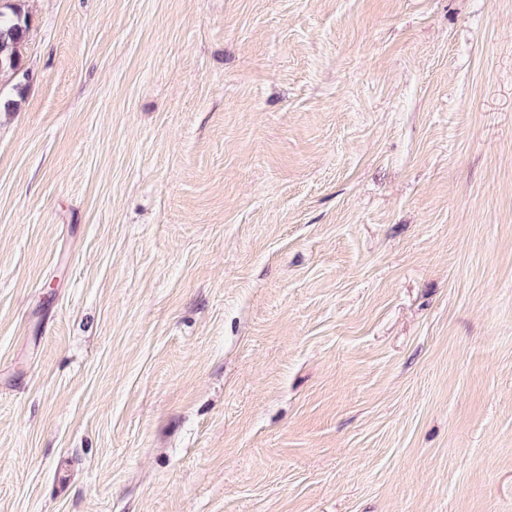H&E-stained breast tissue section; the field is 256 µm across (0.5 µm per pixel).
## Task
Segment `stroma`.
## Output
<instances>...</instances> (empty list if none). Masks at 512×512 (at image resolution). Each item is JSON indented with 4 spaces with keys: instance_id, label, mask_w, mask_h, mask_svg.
<instances>
[{
    "instance_id": "stroma-1",
    "label": "stroma",
    "mask_w": 512,
    "mask_h": 512,
    "mask_svg": "<svg viewBox=\"0 0 512 512\" xmlns=\"http://www.w3.org/2000/svg\"><path fill=\"white\" fill-rule=\"evenodd\" d=\"M25 10L0 512H512V0Z\"/></svg>"
}]
</instances>
